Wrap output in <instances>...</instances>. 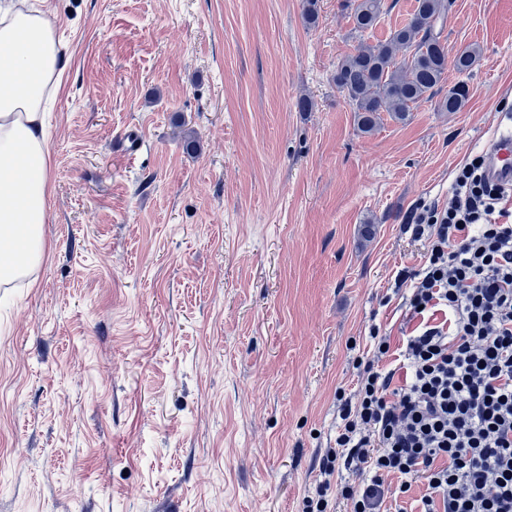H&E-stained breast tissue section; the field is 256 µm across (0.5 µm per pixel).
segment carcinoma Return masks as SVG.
Wrapping results in <instances>:
<instances>
[{
    "label": "carcinoma",
    "mask_w": 512,
    "mask_h": 512,
    "mask_svg": "<svg viewBox=\"0 0 512 512\" xmlns=\"http://www.w3.org/2000/svg\"><path fill=\"white\" fill-rule=\"evenodd\" d=\"M352 30L364 35L385 14V0H347ZM447 19L446 0H415L409 21L392 30L376 44L360 41L336 67L333 81L355 112L359 130L373 132L382 113L397 122L408 119L412 106L430 97L444 77L448 64L464 75L475 64L479 48L473 45L448 60L442 39ZM469 98V86L459 80L437 107L442 112H459Z\"/></svg>",
    "instance_id": "cac0c4a2"
}]
</instances>
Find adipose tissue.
Returning <instances> with one entry per match:
<instances>
[{"label":"adipose tissue","instance_id":"obj_1","mask_svg":"<svg viewBox=\"0 0 512 512\" xmlns=\"http://www.w3.org/2000/svg\"><path fill=\"white\" fill-rule=\"evenodd\" d=\"M62 48L36 5L0 14V287L30 279L43 259L52 189L44 112Z\"/></svg>","mask_w":512,"mask_h":512}]
</instances>
